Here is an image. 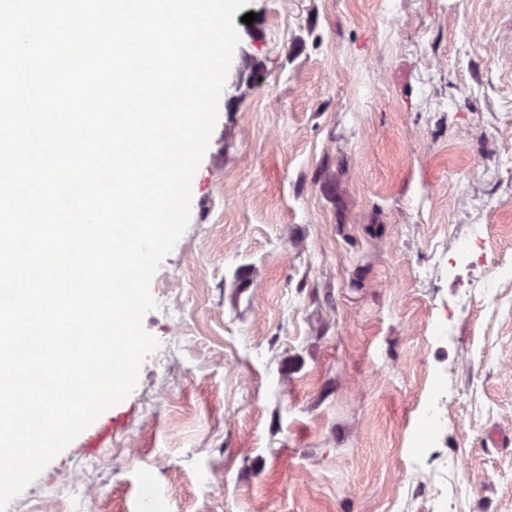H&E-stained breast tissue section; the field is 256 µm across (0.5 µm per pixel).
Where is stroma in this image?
Masks as SVG:
<instances>
[{
    "instance_id": "obj_1",
    "label": "stroma",
    "mask_w": 512,
    "mask_h": 512,
    "mask_svg": "<svg viewBox=\"0 0 512 512\" xmlns=\"http://www.w3.org/2000/svg\"><path fill=\"white\" fill-rule=\"evenodd\" d=\"M248 9L112 465L63 450L7 512H512V288L473 301L434 249L485 224L512 262V0ZM447 394L448 379L439 374L435 377L427 395L420 416V427L412 441L411 448H416L414 456L419 460L427 455L429 448H433L432 446L445 425L440 407Z\"/></svg>"
}]
</instances>
